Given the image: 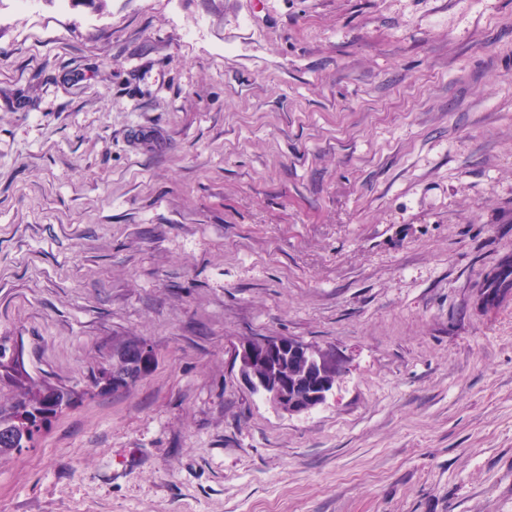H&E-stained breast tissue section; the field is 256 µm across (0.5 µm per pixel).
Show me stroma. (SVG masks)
<instances>
[{"label":"stroma","instance_id":"stroma-1","mask_svg":"<svg viewBox=\"0 0 512 512\" xmlns=\"http://www.w3.org/2000/svg\"><path fill=\"white\" fill-rule=\"evenodd\" d=\"M511 258L512 0H0V342L82 393L0 512H512ZM486 304L493 305L504 299L507 295H512V261H507L501 266V270L486 289ZM143 342L129 341L127 350L121 354L115 363H112V370H103L98 375L91 373L92 383L95 386L103 384L106 387L112 386V390L129 387L140 378L146 376L152 366V354H145L140 347ZM271 344L270 340H261L258 344H246L240 345L235 348V363H239V378L243 386L251 392L252 389L260 384H264L266 381V373L265 371L268 370V365L265 366V371L262 373H259L255 371L253 368H251L250 371L243 370V366L248 363L251 366L254 363L263 361L265 358L261 354V348L260 347H266ZM253 394L259 395L261 398H263L266 401L265 398V392L262 389H256L252 391ZM278 346L288 348L289 343L282 340H276ZM291 352L299 360L305 361L307 364H317L306 368L305 364L295 362L290 349H277L270 358V376L268 380V391L274 389L278 380L283 377L288 379V404L295 402L304 404L309 399V394L318 389L314 388L323 380L321 371L324 367L329 373L333 372V365H336V371H343L342 360L333 352L326 349H320L308 346L306 344H290Z\"/></svg>","mask_w":512,"mask_h":512}]
</instances>
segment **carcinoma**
Masks as SVG:
<instances>
[{"label":"carcinoma","instance_id":"carcinoma-1","mask_svg":"<svg viewBox=\"0 0 512 512\" xmlns=\"http://www.w3.org/2000/svg\"><path fill=\"white\" fill-rule=\"evenodd\" d=\"M508 295H512V261L501 266L487 288L485 303L493 305ZM152 363V355L144 353L142 342L132 340L112 369L91 373L92 383L114 390L129 387L149 373ZM284 377L288 379V402L300 404L307 402L323 380L318 366L308 368L294 361L290 351L278 349L270 355L268 390ZM0 384L12 389L10 393L0 392V456L33 445L50 419L76 397L70 388L30 383L23 365L5 348H0Z\"/></svg>","mask_w":512,"mask_h":512}]
</instances>
